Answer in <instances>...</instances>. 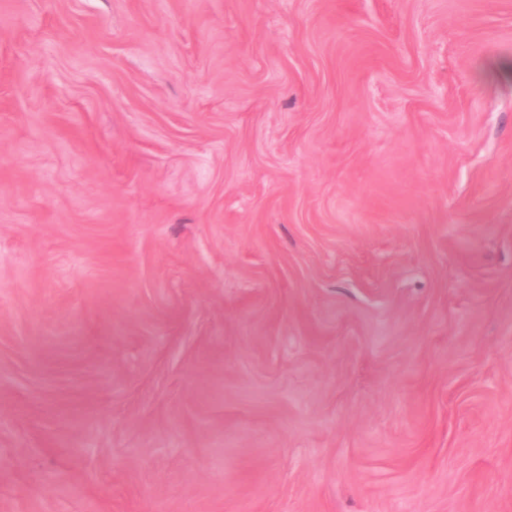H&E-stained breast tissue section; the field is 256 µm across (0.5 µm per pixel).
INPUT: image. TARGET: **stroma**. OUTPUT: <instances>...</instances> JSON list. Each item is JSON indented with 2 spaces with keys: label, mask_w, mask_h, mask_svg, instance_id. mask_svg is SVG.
Returning <instances> with one entry per match:
<instances>
[{
  "label": "stroma",
  "mask_w": 512,
  "mask_h": 512,
  "mask_svg": "<svg viewBox=\"0 0 512 512\" xmlns=\"http://www.w3.org/2000/svg\"><path fill=\"white\" fill-rule=\"evenodd\" d=\"M512 0H0V512H512Z\"/></svg>",
  "instance_id": "35a3bbf8"
}]
</instances>
